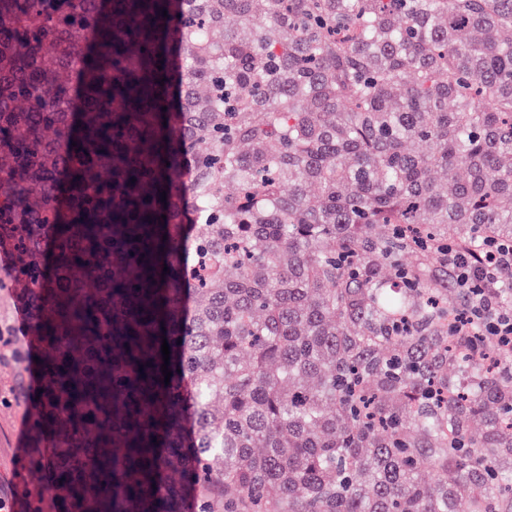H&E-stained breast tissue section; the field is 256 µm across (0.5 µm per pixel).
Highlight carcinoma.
Listing matches in <instances>:
<instances>
[{
	"label": "carcinoma",
	"instance_id": "cac0c4a2",
	"mask_svg": "<svg viewBox=\"0 0 512 512\" xmlns=\"http://www.w3.org/2000/svg\"><path fill=\"white\" fill-rule=\"evenodd\" d=\"M1 237L42 512H512V0H0ZM444 258L456 275L459 288L472 291L465 319H452L454 336L488 338L500 356L512 359V304L499 300L501 288H511L505 277L512 270V241L485 240L480 253L448 244ZM23 305L24 303L16 298L10 289L0 288V318L2 327L5 324L16 327V333L10 332V336H13V344L22 355L27 356L30 352L32 338L30 336V317H28V324L21 329L17 316L19 308L24 307Z\"/></svg>",
	"mask_w": 512,
	"mask_h": 512
}]
</instances>
